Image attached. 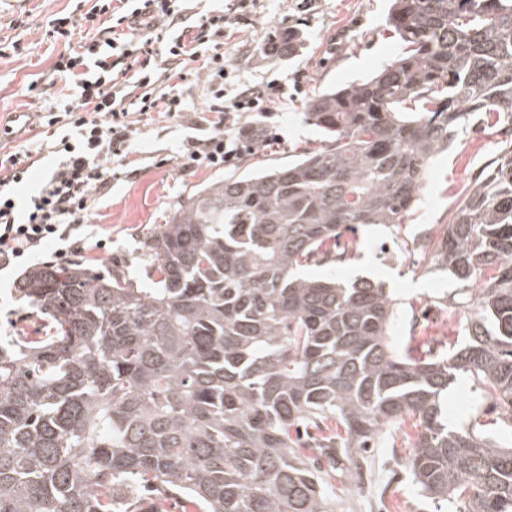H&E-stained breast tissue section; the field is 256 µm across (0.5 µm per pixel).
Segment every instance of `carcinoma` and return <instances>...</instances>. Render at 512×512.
<instances>
[{
  "label": "carcinoma",
  "instance_id": "carcinoma-1",
  "mask_svg": "<svg viewBox=\"0 0 512 512\" xmlns=\"http://www.w3.org/2000/svg\"><path fill=\"white\" fill-rule=\"evenodd\" d=\"M386 23L400 54L309 102L320 147L212 182L142 239L149 287L119 263L26 273L15 293L49 332L0 345V512H132L141 485L195 512H336L359 450L406 419L423 495L512 512V446L444 410L463 373L512 426V0H392ZM275 39L293 56L302 34ZM473 121L505 147L428 249L468 341L415 359L382 284L297 269L402 223Z\"/></svg>",
  "mask_w": 512,
  "mask_h": 512
}]
</instances>
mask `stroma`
<instances>
[{"label":"stroma","instance_id":"35a3bbf8","mask_svg":"<svg viewBox=\"0 0 512 512\" xmlns=\"http://www.w3.org/2000/svg\"><path fill=\"white\" fill-rule=\"evenodd\" d=\"M77 4L78 0H0V40L15 39L20 46L18 53L0 58V116L38 111L30 83H37L45 98L58 93L61 85L50 73L54 46L45 35L46 20L73 11ZM389 6V0H308L303 10L297 0H252L243 22L235 24L231 38L224 41L229 80L260 87L277 83L286 88L287 97L274 123L277 141L244 152L236 170L284 163L303 149L319 146L316 128L303 119L308 102L327 87L373 74L399 53V43L385 24ZM288 25L304 34L297 56L288 60L265 55L262 48L274 30ZM183 91L190 112L176 121L156 120L143 127L135 173L113 181L111 188L97 195L91 221L98 224L106 246L86 249L81 259L98 265L116 260L137 265L144 235L164 223L177 203L218 179V171L212 169L183 173L178 168L177 150L182 142L204 135L199 114L212 101L207 79L188 83ZM497 150L495 137L468 130L448 153L432 162L419 206L403 224L360 227L341 239L347 247L345 261L313 262L305 267V274L384 282L396 301L393 333L401 349L426 357L462 347L467 341L463 326L468 311L452 301L459 284L434 270L413 243L445 228L471 179ZM385 241L392 243L397 259L386 260L381 247ZM24 273L21 267L0 272V339L5 341L34 335L43 326L40 316L15 299L14 288ZM476 417L483 421L486 435L503 445L512 444V430L504 426L497 401L472 379L459 377L448 390V424L462 429ZM390 432L372 451L375 462L363 478L362 492L342 496L341 512H437L405 468L410 444L398 427Z\"/></svg>","mask_w":512,"mask_h":512}]
</instances>
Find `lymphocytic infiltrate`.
Instances as JSON below:
<instances>
[{
	"instance_id": "1",
	"label": "lymphocytic infiltrate",
	"mask_w": 512,
	"mask_h": 512,
	"mask_svg": "<svg viewBox=\"0 0 512 512\" xmlns=\"http://www.w3.org/2000/svg\"><path fill=\"white\" fill-rule=\"evenodd\" d=\"M193 2L94 0L80 16L49 20V34L65 46L52 72L66 91L38 114L44 138L22 152L0 150V270L34 260L48 244L55 259L67 258L96 237L89 220L97 194L115 176L113 162L129 165L142 122L175 121L188 111L179 88L195 77L208 79L214 101L206 135L186 141L177 156L181 171L229 167L268 143L282 89H227L219 38L232 18ZM253 114L262 123H248ZM44 155L52 165L17 201L18 187Z\"/></svg>"
}]
</instances>
